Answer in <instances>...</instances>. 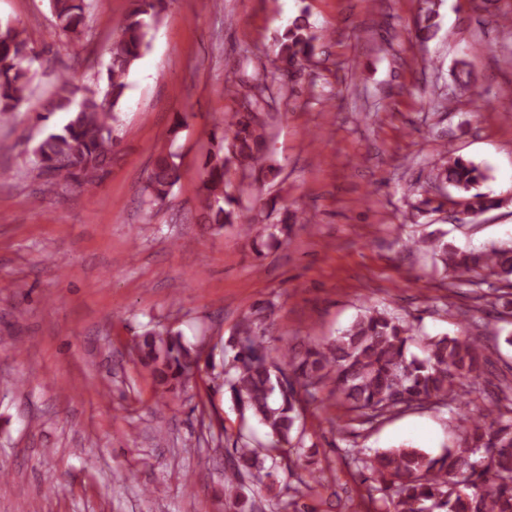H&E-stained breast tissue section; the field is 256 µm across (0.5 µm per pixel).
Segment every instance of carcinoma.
Wrapping results in <instances>:
<instances>
[{"label":"carcinoma","instance_id":"carcinoma-1","mask_svg":"<svg viewBox=\"0 0 512 512\" xmlns=\"http://www.w3.org/2000/svg\"><path fill=\"white\" fill-rule=\"evenodd\" d=\"M55 31L70 41L89 34L92 0H49ZM416 36L431 39L439 16L436 0H423ZM168 0H135L109 46L104 81L89 85L61 73L47 104L37 113L46 130L32 148L33 168L51 190L74 184L86 190L97 186L112 161L117 107L126 89L125 79L148 48L151 26L166 10ZM317 36L307 11H302L277 41L272 68L255 73L247 89L250 111L238 112L231 122L213 132L202 170L200 209L203 223L222 228L238 224L244 233L263 243L288 236L289 217L278 224H260L242 213L240 200L230 191L227 173L234 167L256 180L275 181L280 170L263 162V134L259 111L268 105L267 92L278 80L303 72L315 54ZM42 57L17 21H0V116L21 111L32 95L31 72ZM63 119L49 123L52 116ZM179 180L174 155H160L147 178L146 202L165 201ZM435 188L451 187L460 195V214L470 217L495 205L474 192L486 174L479 165L460 156L444 155L428 174ZM403 249L424 250L451 280V285L512 283V244L481 251L448 246L443 235L430 233L404 242ZM499 318L512 316V294L501 288L481 295ZM272 306L258 303L224 341V389L241 416L257 419L271 437L268 447L303 461L305 435L297 425L303 403L328 382L347 410L363 424L386 420L408 410L459 411L481 375L482 344L475 338L428 337L425 356L409 352L416 327L386 311L367 309L341 334L312 340L302 348L266 345ZM137 350L154 380L173 390L199 370L201 354L186 344L182 334L147 331ZM356 469L381 494L384 512H512V399L497 398L476 407L457 446L431 455L419 448L399 447L367 458L351 456ZM465 474L463 485L457 475ZM272 472L261 451L240 436L230 463L224 467V495L233 512H255L245 483L273 490Z\"/></svg>","mask_w":512,"mask_h":512}]
</instances>
